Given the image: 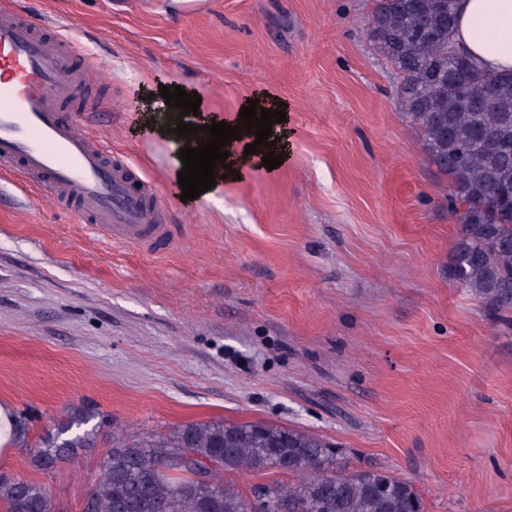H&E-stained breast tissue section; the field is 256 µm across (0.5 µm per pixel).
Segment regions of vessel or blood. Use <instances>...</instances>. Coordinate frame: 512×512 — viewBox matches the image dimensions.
Returning <instances> with one entry per match:
<instances>
[{
	"label": "vessel or blood",
	"mask_w": 512,
	"mask_h": 512,
	"mask_svg": "<svg viewBox=\"0 0 512 512\" xmlns=\"http://www.w3.org/2000/svg\"><path fill=\"white\" fill-rule=\"evenodd\" d=\"M81 47L58 26L0 6V176L49 188L52 200L113 243L148 248L165 240L160 201L140 170L97 134L108 124L84 101L104 66H76Z\"/></svg>",
	"instance_id": "obj_1"
}]
</instances>
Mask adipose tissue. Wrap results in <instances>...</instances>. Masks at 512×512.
Instances as JSON below:
<instances>
[{"instance_id":"1","label":"adipose tissue","mask_w":512,"mask_h":512,"mask_svg":"<svg viewBox=\"0 0 512 512\" xmlns=\"http://www.w3.org/2000/svg\"><path fill=\"white\" fill-rule=\"evenodd\" d=\"M456 39L485 70L512 72V0H459ZM272 132L278 138L274 148L262 146L251 155L245 154L244 147L254 142V134L245 132L233 140L227 146V165L217 168V175L229 169L244 172L261 167L263 156L271 150L288 155L292 137L288 123H273Z\"/></svg>"}]
</instances>
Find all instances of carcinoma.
<instances>
[{
  "label": "carcinoma",
  "mask_w": 512,
  "mask_h": 512,
  "mask_svg": "<svg viewBox=\"0 0 512 512\" xmlns=\"http://www.w3.org/2000/svg\"><path fill=\"white\" fill-rule=\"evenodd\" d=\"M457 0H375L370 37L402 76L400 96L437 169L459 226L457 283L493 307L512 304V72L483 71L454 41ZM89 417L46 430L35 464L51 469L94 447ZM82 512H249L229 475L276 469L260 487L267 512H423L412 484L370 465L350 468L322 436L267 423L195 421L166 435L123 429ZM214 462L207 481L197 478ZM5 512H53L46 488L0 476Z\"/></svg>",
  "instance_id": "cac0c4a2"
}]
</instances>
